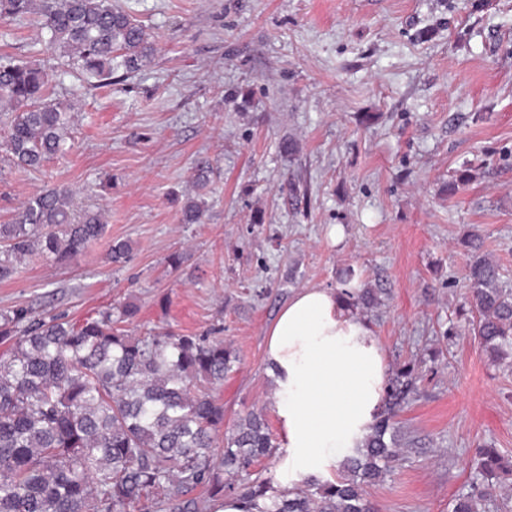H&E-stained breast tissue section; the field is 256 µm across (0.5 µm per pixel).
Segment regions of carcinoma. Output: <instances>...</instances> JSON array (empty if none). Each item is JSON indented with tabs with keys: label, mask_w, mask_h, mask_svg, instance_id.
I'll use <instances>...</instances> for the list:
<instances>
[{
	"label": "carcinoma",
	"mask_w": 512,
	"mask_h": 512,
	"mask_svg": "<svg viewBox=\"0 0 512 512\" xmlns=\"http://www.w3.org/2000/svg\"><path fill=\"white\" fill-rule=\"evenodd\" d=\"M0 18L32 20L61 59L58 66L0 61V116L10 128L0 152L33 171L65 150L74 103L52 96L65 73L104 87L118 70H142L155 51L115 0H0ZM72 202L70 188L55 186L0 224V281L15 277L29 256L64 262L103 234L102 213L76 223ZM204 213L203 203L190 200L182 220L200 224ZM467 247L470 325L485 349L503 356L512 351V289L480 255L479 240ZM352 279L350 272L343 281L349 307L370 306L373 292L349 287ZM138 311L125 302L75 322L37 318L26 308L0 317V512H208L232 494L245 512H375L363 486L384 480L398 459L386 434L414 388L413 367L398 371L376 425L336 480L278 490L254 470L276 448L261 414L248 413L224 435L223 448L216 445L224 403L207 386L233 371L236 350L192 333L132 337L124 323ZM226 472L245 474L247 483L235 491ZM500 472L512 476V465L495 449H481L469 490L451 512L490 505L509 512V498L493 500Z\"/></svg>",
	"instance_id": "cac0c4a2"
}]
</instances>
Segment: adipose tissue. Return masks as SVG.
Instances as JSON below:
<instances>
[{
    "label": "adipose tissue",
    "mask_w": 512,
    "mask_h": 512,
    "mask_svg": "<svg viewBox=\"0 0 512 512\" xmlns=\"http://www.w3.org/2000/svg\"><path fill=\"white\" fill-rule=\"evenodd\" d=\"M265 361L274 382L268 406L286 450L278 483L334 479L383 405L388 363L374 328L338 291L303 288L267 328Z\"/></svg>",
    "instance_id": "obj_1"
}]
</instances>
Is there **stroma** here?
<instances>
[{"label": "stroma", "mask_w": 512, "mask_h": 512, "mask_svg": "<svg viewBox=\"0 0 512 512\" xmlns=\"http://www.w3.org/2000/svg\"><path fill=\"white\" fill-rule=\"evenodd\" d=\"M119 2L154 37L151 63L55 87L78 112L40 171L0 156V224L65 184L105 232L66 262L27 258L0 282V314L80 320L133 301L130 335L216 331L240 357L214 389L226 427L261 409L274 430L266 330L293 292L354 270L379 300L364 317L389 370L416 376L399 460L367 496L376 512H449L479 449L512 457V369L468 324L463 245L480 235L512 287V0ZM36 35L0 19V55L40 59ZM190 198L202 223L182 221ZM117 238L123 264L106 259Z\"/></svg>", "instance_id": "35a3bbf8"}]
</instances>
